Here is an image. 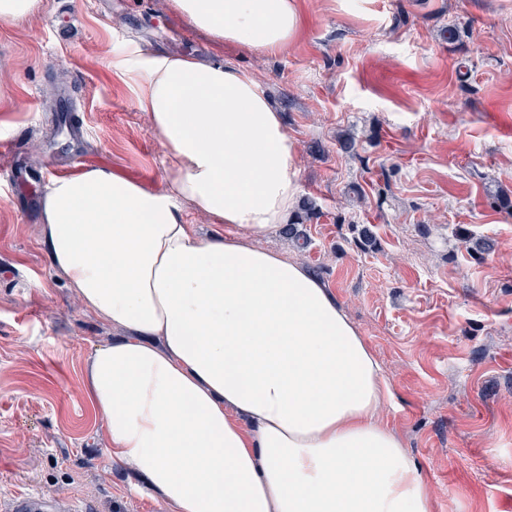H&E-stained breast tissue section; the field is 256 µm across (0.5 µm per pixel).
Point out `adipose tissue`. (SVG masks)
Masks as SVG:
<instances>
[{"label": "adipose tissue", "instance_id": "1", "mask_svg": "<svg viewBox=\"0 0 512 512\" xmlns=\"http://www.w3.org/2000/svg\"><path fill=\"white\" fill-rule=\"evenodd\" d=\"M219 47L277 54L298 0H168ZM137 107L166 150L151 191L101 167L52 179L36 228L117 337L80 386L105 454L168 512H433L384 422L382 362L328 286L263 246L297 193V147L263 82L221 55L142 51ZM224 227L200 238L181 204Z\"/></svg>", "mask_w": 512, "mask_h": 512}]
</instances>
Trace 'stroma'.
Listing matches in <instances>:
<instances>
[{
    "label": "stroma",
    "mask_w": 512,
    "mask_h": 512,
    "mask_svg": "<svg viewBox=\"0 0 512 512\" xmlns=\"http://www.w3.org/2000/svg\"><path fill=\"white\" fill-rule=\"evenodd\" d=\"M456 25L457 41L442 28ZM214 54L165 0H43L0 20V499L33 491L89 512H162L110 464L80 390L112 329L36 239L52 178L105 167L162 190L164 149L112 51ZM262 79L297 146L311 242L267 248L325 281L386 369L435 512H512V0H300L279 54L225 49ZM353 137L343 153L337 136ZM367 225L374 247L361 249ZM487 237V253L466 237Z\"/></svg>",
    "instance_id": "stroma-1"
}]
</instances>
